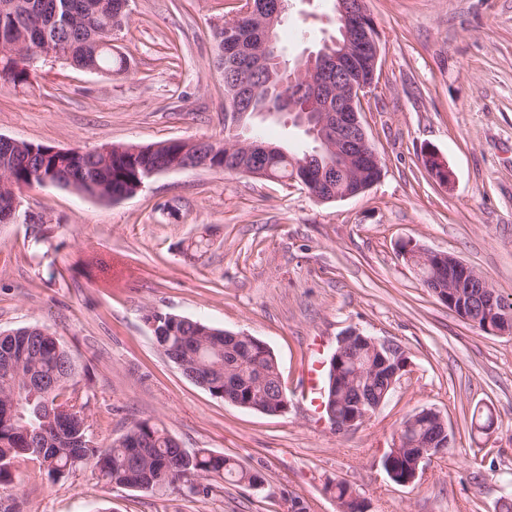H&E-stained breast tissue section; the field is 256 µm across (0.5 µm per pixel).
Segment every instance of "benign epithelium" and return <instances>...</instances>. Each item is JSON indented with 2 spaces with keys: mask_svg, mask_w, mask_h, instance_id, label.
Masks as SVG:
<instances>
[{
  "mask_svg": "<svg viewBox=\"0 0 512 512\" xmlns=\"http://www.w3.org/2000/svg\"><path fill=\"white\" fill-rule=\"evenodd\" d=\"M235 15H250L259 22V41L245 49L243 63L234 66L236 76L224 80L227 88L226 103L235 112L243 109L251 100L255 86L252 76L262 74L268 77V91L286 97L285 89L300 84L306 92L312 113L308 114L314 125L316 137L315 152L333 156L336 163H328L314 175L309 170L300 174L301 183L316 177L319 189L311 192L319 202H334L355 197L367 191L382 174V162L371 146L367 132L360 120L361 101L374 86L381 46L376 25L371 20L367 0H336V18L342 23L343 40L336 42V52H306L294 65L286 68L281 64L277 49L276 26L281 23L286 11V0H275L272 12L258 9L254 0H235ZM242 124L234 126V137L222 143L184 140L187 149L194 153L193 159L182 163L179 160L167 165L163 171L202 168L218 170L220 166L212 159L236 151L248 155H260L269 146L252 136ZM423 163L433 178L447 187L453 182V174L444 158L433 149L423 155ZM340 177L341 189L332 185ZM401 253L407 262L414 265L423 284L448 309L469 324L484 320L490 333L498 335L512 332V315L504 311L497 294L490 286L460 259L448 254L423 249L410 241L401 244ZM224 340L243 342L245 346L261 353L269 347L260 339L246 333L224 331ZM398 352L401 362L389 374V384L395 385L408 367L407 356L398 345L350 330L338 339L337 347L330 359L333 373L345 368L349 355L353 354L363 362L364 373L375 376L389 366L387 355ZM223 399L244 409H262L252 401L243 402L236 398L229 376H224ZM386 402V396L373 399L371 395L358 391L352 410L341 419L336 413H329L328 421L338 430H348L370 418ZM420 417L434 428L433 435L413 432L415 419L401 425L397 447L414 450V470L420 463L434 454L436 449L445 448L450 441L442 440L449 434L444 416L433 408L419 410Z\"/></svg>",
  "mask_w": 512,
  "mask_h": 512,
  "instance_id": "obj_1",
  "label": "benign epithelium"
}]
</instances>
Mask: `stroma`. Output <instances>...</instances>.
<instances>
[{"label": "stroma", "instance_id": "stroma-1", "mask_svg": "<svg viewBox=\"0 0 512 512\" xmlns=\"http://www.w3.org/2000/svg\"><path fill=\"white\" fill-rule=\"evenodd\" d=\"M234 0H130L112 51L120 74L47 61L27 85L0 82V135L60 148L224 138V80L213 30ZM381 44L361 121L383 162L366 192L320 203L294 183L185 168L113 202L52 184L23 191L25 220L0 224V332H54L89 395V433L107 447L133 422L159 424L261 472L262 489L218 483L208 495L105 484L92 467L55 480L19 462L0 512H339L344 481L368 512H504L512 474V333L459 319L402 257L410 241L451 254L512 302V0H368ZM332 0H288L278 40L290 57L335 33ZM454 176L440 186L426 149ZM158 310L265 342L288 410L268 415L213 397L157 347ZM356 329L390 340L409 367L379 411L336 431L302 394ZM435 408L452 445L394 483L382 459L414 411ZM491 410L482 434L471 415Z\"/></svg>", "mask_w": 512, "mask_h": 512}]
</instances>
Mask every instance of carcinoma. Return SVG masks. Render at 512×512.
I'll return each mask as SVG.
<instances>
[{
	"label": "carcinoma",
	"instance_id": "obj_1",
	"mask_svg": "<svg viewBox=\"0 0 512 512\" xmlns=\"http://www.w3.org/2000/svg\"><path fill=\"white\" fill-rule=\"evenodd\" d=\"M99 0H0V51L20 44L32 51L31 58L42 64L57 53L69 55L72 66L112 71V31L122 28L126 11L123 0H106L112 27L106 29L94 18L92 6ZM216 64L237 56L231 45L224 44V28L213 33ZM36 67H11L0 78L15 85L30 82ZM274 150L252 157L257 169L270 171L269 179L299 182L300 163L306 152H291L288 147L269 142ZM183 149L171 144L150 154L134 156L120 145L112 146L106 155L86 154L73 159L65 171L66 187L100 199H113L132 191L135 184L146 180L149 167L165 165L176 159ZM45 172L55 170L57 159L42 155L28 159L26 153L0 152V170L7 172L0 181V203L11 196L6 183L18 186L29 182L34 165ZM154 320V339L166 357L188 348L198 355L197 368L211 378L209 393L219 398L224 392V375H229L241 397L257 398L259 379L265 389L273 388L280 378L279 364L272 356L260 358L239 344L224 343L223 330L180 315L152 311L146 320ZM27 345L26 354L16 358L12 369L0 365V413L5 403L15 401L13 422L0 419V486L12 483L15 464L24 459L37 462L53 479L71 471L91 466L108 484H117L145 492H154L180 481L192 492L211 490L212 481L245 484L254 487L265 479L261 472L246 474L237 461L207 449L185 453L181 468L167 475L166 462L177 448L174 439L149 420H139L128 429L125 440L102 448L88 433L85 410L87 402L76 389L75 373L66 372L70 353L53 332L45 327H22L0 335V352L6 348ZM39 377L51 385L43 393L26 386V379ZM383 468L403 480L412 473L411 455L388 451Z\"/></svg>",
	"mask_w": 512,
	"mask_h": 512
}]
</instances>
